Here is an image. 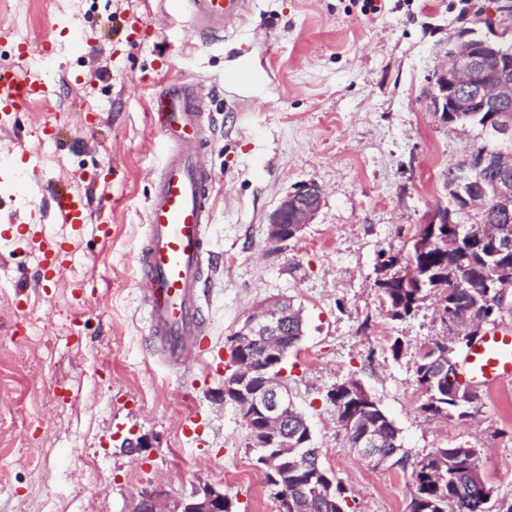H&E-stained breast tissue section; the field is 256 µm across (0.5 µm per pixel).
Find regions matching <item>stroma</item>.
Here are the masks:
<instances>
[{"label": "stroma", "mask_w": 512, "mask_h": 512, "mask_svg": "<svg viewBox=\"0 0 512 512\" xmlns=\"http://www.w3.org/2000/svg\"><path fill=\"white\" fill-rule=\"evenodd\" d=\"M510 4L251 0L241 23L202 41L165 20L160 0H0V67H16L28 43V66L58 87L0 127V218L37 211L54 191L82 195L92 214L79 238L35 220L0 237V512H131L142 490L175 501L206 483L234 512H277L224 401L219 353L250 311L281 297L305 324L283 374L348 512H409L410 462L458 445L477 450L492 512H512V382L481 390L470 416L423 412L416 354L448 330L435 297L396 320L376 286L379 253L410 250L471 148L431 108L435 74L465 29L488 17L512 26ZM232 69L247 81L226 82ZM180 78L202 86L215 121L203 153L214 177L203 314L216 354L173 370L149 348L136 254L164 148L150 101ZM56 112L68 120L43 136ZM302 184L322 190L315 219L268 243L269 214ZM38 230L69 242L80 291L19 292L39 263ZM350 380L393 420L408 466L351 448L328 397ZM189 417L200 425L191 436ZM128 438L145 449L128 453Z\"/></svg>", "instance_id": "stroma-1"}]
</instances>
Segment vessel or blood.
Returning <instances> with one entry per match:
<instances>
[{
	"mask_svg": "<svg viewBox=\"0 0 512 512\" xmlns=\"http://www.w3.org/2000/svg\"><path fill=\"white\" fill-rule=\"evenodd\" d=\"M169 15L200 37L224 32L248 10L247 0H165ZM53 83L40 71L0 70V114L12 116L33 101L53 95ZM203 89L190 81L169 84L153 102L151 122L164 143L163 162L148 200L144 238L137 254L142 305L153 352L184 366L203 356L207 338L201 290L203 256L208 251L212 173L201 149L213 133ZM82 236L89 224L84 200L58 193L45 210ZM38 281L48 284L66 265L64 241L45 237L39 245ZM463 375L492 390L512 380V333L492 331L469 345Z\"/></svg>",
	"mask_w": 512,
	"mask_h": 512,
	"instance_id": "vessel-or-blood-1",
	"label": "vessel or blood"
}]
</instances>
